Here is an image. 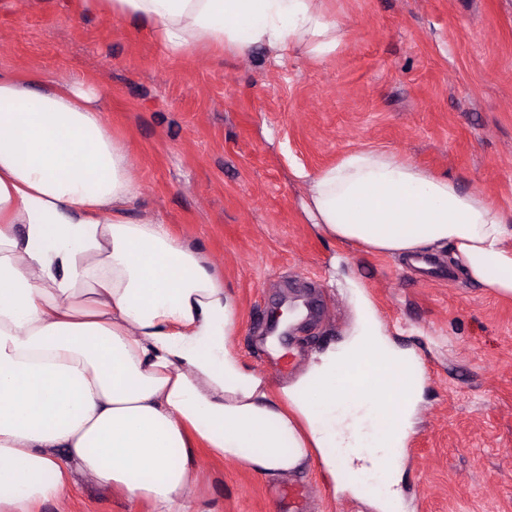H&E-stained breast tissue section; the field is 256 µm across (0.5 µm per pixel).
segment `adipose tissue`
<instances>
[{
	"instance_id": "adipose-tissue-1",
	"label": "adipose tissue",
	"mask_w": 512,
	"mask_h": 512,
	"mask_svg": "<svg viewBox=\"0 0 512 512\" xmlns=\"http://www.w3.org/2000/svg\"><path fill=\"white\" fill-rule=\"evenodd\" d=\"M150 23L173 54L200 44L278 59L335 48L318 0H83ZM132 157L73 84L0 75V512L67 496L74 472L150 512H200L196 454L281 479L337 459L386 485L423 392L363 306L353 337L293 387L231 350L234 311L207 258L157 219L126 213ZM330 236L390 254L446 248L469 280L512 297V224L479 194L384 149L348 152L310 183ZM360 359L382 378L342 384Z\"/></svg>"
}]
</instances>
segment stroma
<instances>
[{
  "mask_svg": "<svg viewBox=\"0 0 512 512\" xmlns=\"http://www.w3.org/2000/svg\"><path fill=\"white\" fill-rule=\"evenodd\" d=\"M340 37L276 62L208 46L170 54L150 25L85 14L78 0H0V73L95 88L134 154L131 218L161 216L224 278L232 350L275 384L340 345L370 300L383 333L421 363L423 393L393 512H512V299L460 271L416 283L399 255L331 239L305 215L309 174L355 149H387L481 193L512 220V0H320ZM309 312L279 348L272 311ZM206 512H380L371 474L314 463L268 480L199 453ZM39 512H148L79 478Z\"/></svg>",
  "mask_w": 512,
  "mask_h": 512,
  "instance_id": "1",
  "label": "stroma"
}]
</instances>
